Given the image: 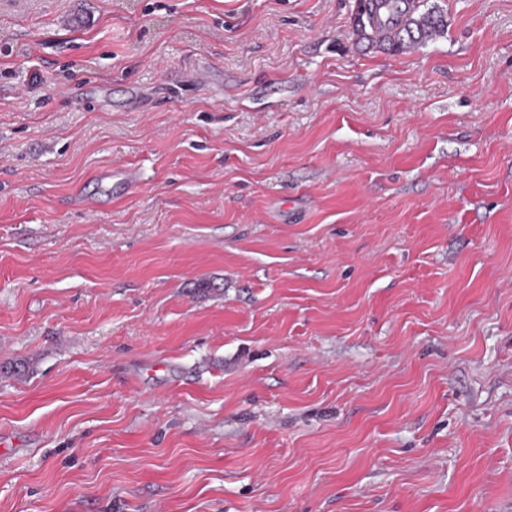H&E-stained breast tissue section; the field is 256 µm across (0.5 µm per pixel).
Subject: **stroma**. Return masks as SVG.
<instances>
[{
  "instance_id": "1",
  "label": "stroma",
  "mask_w": 512,
  "mask_h": 512,
  "mask_svg": "<svg viewBox=\"0 0 512 512\" xmlns=\"http://www.w3.org/2000/svg\"><path fill=\"white\" fill-rule=\"evenodd\" d=\"M426 4L0 0V512H512V0ZM378 0H358L354 14L355 31L372 44L375 43L392 52H400L405 48L425 43L434 36L443 35L448 28L447 15L436 7L424 13L416 14L418 6L415 0H381L390 2L380 4ZM387 7L400 14H405V21L389 28L385 33L374 30L375 19L379 7Z\"/></svg>"
}]
</instances>
